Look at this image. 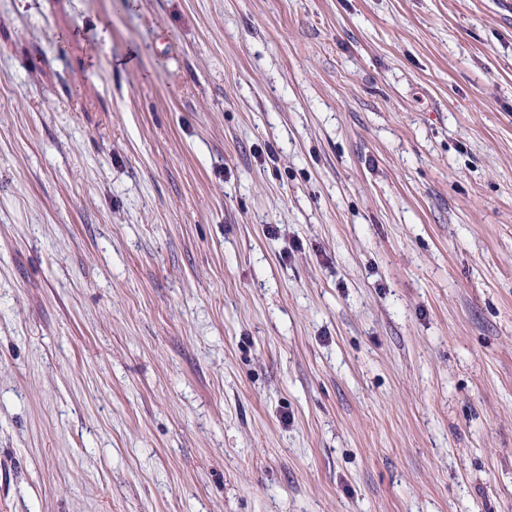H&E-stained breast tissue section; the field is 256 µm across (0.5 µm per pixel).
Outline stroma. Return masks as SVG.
<instances>
[{"label":"stroma","instance_id":"1","mask_svg":"<svg viewBox=\"0 0 512 512\" xmlns=\"http://www.w3.org/2000/svg\"><path fill=\"white\" fill-rule=\"evenodd\" d=\"M0 512H512V0H0Z\"/></svg>","mask_w":512,"mask_h":512}]
</instances>
